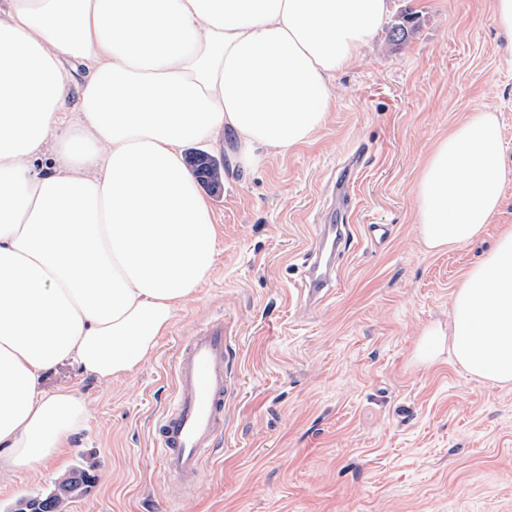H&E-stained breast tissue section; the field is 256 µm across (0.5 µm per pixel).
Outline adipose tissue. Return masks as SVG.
Instances as JSON below:
<instances>
[{
	"instance_id": "1",
	"label": "adipose tissue",
	"mask_w": 512,
	"mask_h": 512,
	"mask_svg": "<svg viewBox=\"0 0 512 512\" xmlns=\"http://www.w3.org/2000/svg\"><path fill=\"white\" fill-rule=\"evenodd\" d=\"M387 12L388 0H0V477L54 458L90 416L76 391H43L45 372L133 373L210 273L217 227L184 146L229 133L245 170L307 143ZM68 59L86 66L74 91ZM508 173L497 113L474 110L418 177L426 248L478 238ZM426 333L473 377L512 386V226Z\"/></svg>"
}]
</instances>
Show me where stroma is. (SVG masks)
<instances>
[{"mask_svg": "<svg viewBox=\"0 0 512 512\" xmlns=\"http://www.w3.org/2000/svg\"><path fill=\"white\" fill-rule=\"evenodd\" d=\"M413 13L404 41L382 26L337 75L312 139L269 153L249 173L202 188L218 226L213 268L134 373L104 382L73 363L43 387L78 391L91 419L38 471L0 478V512L90 473L68 512H512V387L483 382L449 357H416L447 322L453 290L512 225V174L480 239L434 252L417 222L415 183L433 144L473 110L497 112L512 170V38L492 0H389ZM363 156L350 209L355 233L323 302L299 299L334 169ZM391 233L371 240L368 227ZM223 318L242 391L201 481L166 480L152 426L172 398L177 342Z\"/></svg>", "mask_w": 512, "mask_h": 512, "instance_id": "1", "label": "stroma"}]
</instances>
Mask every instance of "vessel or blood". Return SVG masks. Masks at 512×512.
Instances as JSON below:
<instances>
[{"instance_id":"b4317fda","label":"vessel or blood","mask_w":512,"mask_h":512,"mask_svg":"<svg viewBox=\"0 0 512 512\" xmlns=\"http://www.w3.org/2000/svg\"><path fill=\"white\" fill-rule=\"evenodd\" d=\"M351 235V225L332 216L319 225L318 242L307 265L319 267L320 273L306 284L307 300L331 295L336 278L329 260L340 255ZM228 349L224 321L217 318L196 327L175 351L174 395L156 420L153 437L166 478L185 490L201 480L203 464L224 431L226 405L236 389L225 363Z\"/></svg>"}]
</instances>
